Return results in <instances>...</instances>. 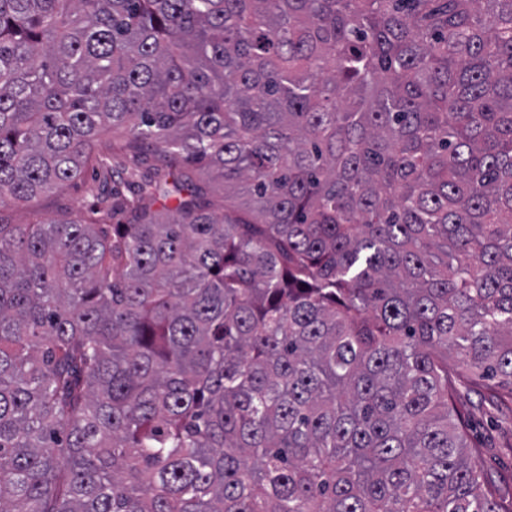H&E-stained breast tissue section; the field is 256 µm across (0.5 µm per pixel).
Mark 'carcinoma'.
Instances as JSON below:
<instances>
[{"label": "carcinoma", "mask_w": 512, "mask_h": 512, "mask_svg": "<svg viewBox=\"0 0 512 512\" xmlns=\"http://www.w3.org/2000/svg\"><path fill=\"white\" fill-rule=\"evenodd\" d=\"M142 150L0 224V512H512V0H0V204ZM161 165L159 158L152 154L114 155L109 161L108 170L99 168L93 172L90 168L79 179L42 195L30 204L5 203L0 207L1 223L37 224L47 215L85 222L90 215L89 209L96 203V197L103 189L106 191L116 186L130 196L127 185L136 189L137 185L150 179ZM106 180L108 184L104 183ZM481 385L462 389L470 421L467 439L472 460L502 488L512 489V403L495 406Z\"/></svg>", "instance_id": "cac0c4a2"}]
</instances>
